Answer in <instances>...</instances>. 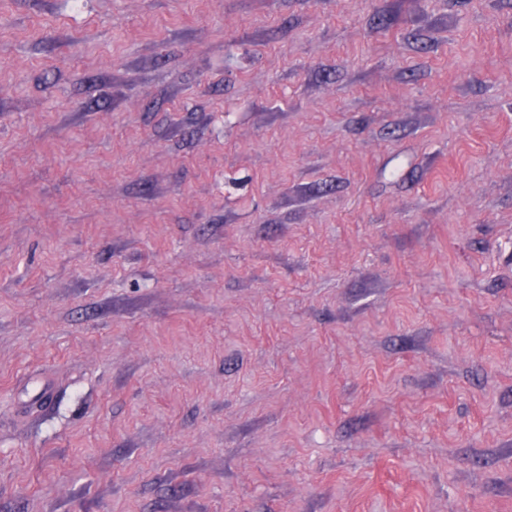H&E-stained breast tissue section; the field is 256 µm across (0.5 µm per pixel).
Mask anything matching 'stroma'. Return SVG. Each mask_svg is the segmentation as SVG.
<instances>
[{"label":"stroma","mask_w":512,"mask_h":512,"mask_svg":"<svg viewBox=\"0 0 512 512\" xmlns=\"http://www.w3.org/2000/svg\"><path fill=\"white\" fill-rule=\"evenodd\" d=\"M0 512H512V0H0Z\"/></svg>","instance_id":"stroma-1"}]
</instances>
